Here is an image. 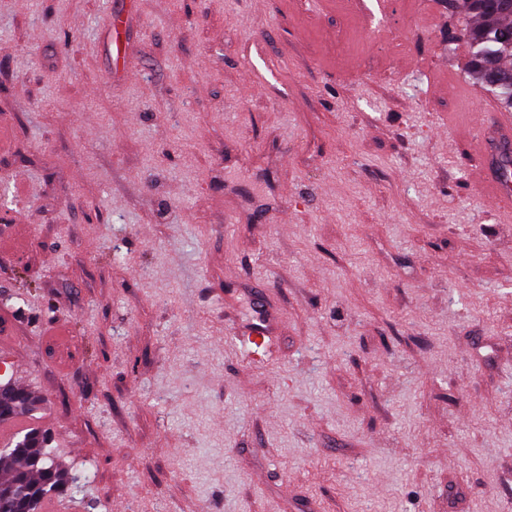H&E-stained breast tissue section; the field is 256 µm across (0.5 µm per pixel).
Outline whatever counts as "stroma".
Masks as SVG:
<instances>
[{
  "mask_svg": "<svg viewBox=\"0 0 512 512\" xmlns=\"http://www.w3.org/2000/svg\"><path fill=\"white\" fill-rule=\"evenodd\" d=\"M468 56L448 0H0V347L62 512H512ZM256 319L252 321L248 328V335L245 338H236V342L240 345L249 355L250 360L254 364H264L266 362V348L264 347L265 341L269 334V321L270 318L267 314L265 307V296L260 295L255 302Z\"/></svg>",
  "mask_w": 512,
  "mask_h": 512,
  "instance_id": "35a3bbf8",
  "label": "stroma"
}]
</instances>
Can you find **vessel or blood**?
<instances>
[{"mask_svg":"<svg viewBox=\"0 0 512 512\" xmlns=\"http://www.w3.org/2000/svg\"><path fill=\"white\" fill-rule=\"evenodd\" d=\"M482 176L488 198L497 202L512 195V166L501 160L504 151L512 149V113L499 109L490 99L483 102V126L480 131ZM256 318L240 346L255 364L265 363V341L269 334L270 318L264 297L255 302Z\"/></svg>","mask_w":512,"mask_h":512,"instance_id":"vessel-or-blood-1","label":"vessel or blood"}]
</instances>
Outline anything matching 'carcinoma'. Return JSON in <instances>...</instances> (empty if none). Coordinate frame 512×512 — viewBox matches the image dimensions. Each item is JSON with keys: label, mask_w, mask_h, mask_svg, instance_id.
I'll list each match as a JSON object with an SVG mask.
<instances>
[{"label": "carcinoma", "mask_w": 512, "mask_h": 512, "mask_svg": "<svg viewBox=\"0 0 512 512\" xmlns=\"http://www.w3.org/2000/svg\"><path fill=\"white\" fill-rule=\"evenodd\" d=\"M464 7V31L470 44L467 69L479 87L490 91L502 106L512 108V49L507 48L512 14L502 12L501 0H464ZM15 392V403H0V417L24 409L30 393L19 387ZM0 485L11 490V495L0 498V512H34L40 499L71 494L77 479L56 463L52 449L34 440L0 460Z\"/></svg>", "instance_id": "1"}]
</instances>
